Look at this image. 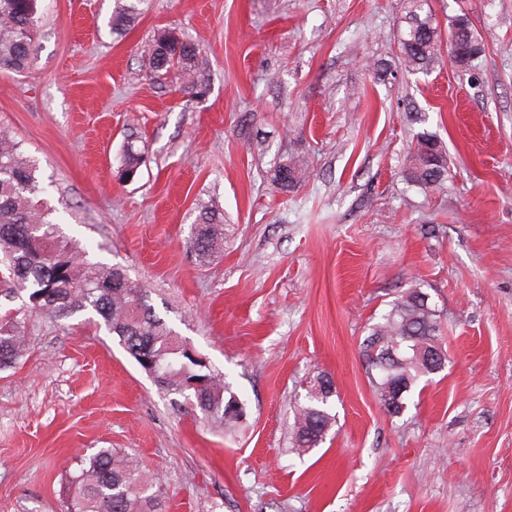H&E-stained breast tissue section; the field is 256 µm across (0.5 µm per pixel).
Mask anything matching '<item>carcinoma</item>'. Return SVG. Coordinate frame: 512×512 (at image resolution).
<instances>
[{
    "label": "carcinoma",
    "mask_w": 512,
    "mask_h": 512,
    "mask_svg": "<svg viewBox=\"0 0 512 512\" xmlns=\"http://www.w3.org/2000/svg\"><path fill=\"white\" fill-rule=\"evenodd\" d=\"M38 0H0V70L21 73L31 64L30 48L38 32ZM144 0H115L110 25L124 30L137 17ZM426 0H406L398 42L401 63L411 71H427L438 61L442 33ZM456 46L454 63L465 67L484 51L482 40L465 17H458L448 32ZM197 49L189 41L160 36L152 52L150 77L176 70L187 77L184 89L198 93L194 79ZM301 165L287 161L275 179L285 189L299 184ZM410 182L423 187L448 178V155L429 132L417 135ZM37 166L20 151L19 144L0 130V263L10 288L29 291V307L40 317L61 320L90 311L139 363L149 360L155 380L164 390L181 393L188 379L201 386L187 395L203 418L232 426L243 419L245 403L223 374L195 361L187 346L148 303L145 288L130 280L117 266L78 261V251L63 240L43 209ZM224 242V225L204 212L192 225L186 242L201 263H206ZM439 314L429 295L417 284L402 291L366 338L369 366L376 371L372 383L377 399L391 416L402 414L419 381L443 370ZM26 320L19 313L0 316V369L12 367L27 354ZM330 379L322 376L308 386L297 405L295 446L307 451L325 442L335 415ZM162 480L146 472L129 454L115 448H95L79 460L67 478L65 512H162Z\"/></svg>",
    "instance_id": "carcinoma-1"
}]
</instances>
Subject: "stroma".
<instances>
[{"label": "stroma", "instance_id": "stroma-1", "mask_svg": "<svg viewBox=\"0 0 512 512\" xmlns=\"http://www.w3.org/2000/svg\"><path fill=\"white\" fill-rule=\"evenodd\" d=\"M114 5L39 0L30 68L0 70V129L37 162L61 237L146 288L246 416L202 421L94 315L29 316L27 357L0 371V512H62L100 447L159 472L165 512H512V0H427L484 51L416 74L404 0H145L119 33ZM166 31L198 46L205 96L150 80ZM423 131L448 154L428 189L405 177ZM291 160L309 175L286 191ZM207 207L224 245L201 266L185 241ZM412 284L448 360L392 417L364 340ZM316 375L336 421L298 454Z\"/></svg>", "mask_w": 512, "mask_h": 512}]
</instances>
